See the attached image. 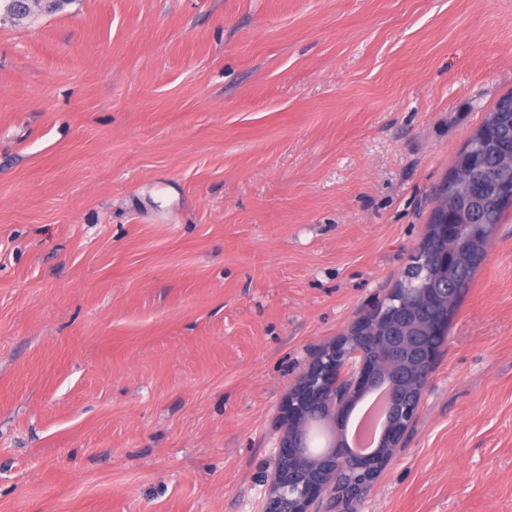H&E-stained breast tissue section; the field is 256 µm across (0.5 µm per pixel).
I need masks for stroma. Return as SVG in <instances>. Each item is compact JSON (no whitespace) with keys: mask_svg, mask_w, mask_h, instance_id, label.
<instances>
[{"mask_svg":"<svg viewBox=\"0 0 512 512\" xmlns=\"http://www.w3.org/2000/svg\"><path fill=\"white\" fill-rule=\"evenodd\" d=\"M512 91V0L0 23V512H261L280 405ZM358 512H512V208Z\"/></svg>","mask_w":512,"mask_h":512,"instance_id":"1","label":"stroma"}]
</instances>
